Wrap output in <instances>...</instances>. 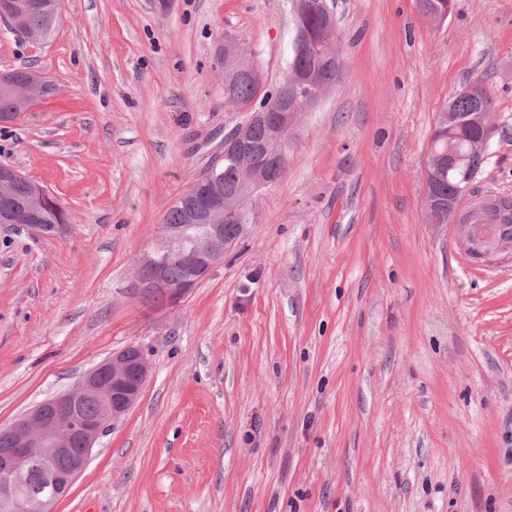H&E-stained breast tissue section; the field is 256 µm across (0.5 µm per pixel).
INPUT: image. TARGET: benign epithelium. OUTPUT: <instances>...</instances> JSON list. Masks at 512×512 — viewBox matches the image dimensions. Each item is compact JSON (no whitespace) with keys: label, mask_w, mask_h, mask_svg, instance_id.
Returning <instances> with one entry per match:
<instances>
[{"label":"benign epithelium","mask_w":512,"mask_h":512,"mask_svg":"<svg viewBox=\"0 0 512 512\" xmlns=\"http://www.w3.org/2000/svg\"><path fill=\"white\" fill-rule=\"evenodd\" d=\"M452 9L450 3L433 0L426 15L444 21ZM313 10L331 31L336 29L337 19L326 0H294L295 54L315 52L319 76L290 68L284 85L277 91L278 102L267 107L244 105L231 95L227 97L232 106L250 113L248 122L233 129L224 142V151H233L237 160L236 186L231 192L224 190V155H219L198 176L200 190L186 208L185 223L161 225L156 246L142 257L137 272L142 295L175 303L224 259V253L246 230L248 218L240 201H251L259 190L281 179L288 160L281 148L288 144L299 114L341 82L344 63L334 42H314L308 27L307 19ZM220 57L225 89L238 82L263 88L261 76L236 43L224 41ZM46 87L48 83L39 77L18 90L15 107L0 114V123L16 120L27 99ZM254 124L267 129V141L260 146L250 135ZM488 140L485 133L475 135L469 139L465 152L450 156L431 151L426 178L444 168L466 173L473 162H485ZM18 177L20 173L11 167L0 176V199L4 201L0 224L14 223L12 186ZM458 195L468 204L462 207L450 200L438 210L427 203L430 222L453 225L460 245L478 262L491 263L503 255L511 256L512 238L503 235L497 225L484 223L496 196L475 200L464 184L458 187ZM26 228L48 238H61L70 232L68 224H28ZM186 242L189 246L182 247ZM172 258L183 266L184 277L178 282L166 274ZM149 372V363L139 347L127 346L86 372L74 388L45 400L9 425L0 426V437L6 443L0 447V496L12 503L11 512H53L52 505L68 494L85 469L98 439L137 403ZM89 401L98 405L96 416L90 418L80 411ZM58 459L67 460V465H53Z\"/></svg>","instance_id":"7a95c632"}]
</instances>
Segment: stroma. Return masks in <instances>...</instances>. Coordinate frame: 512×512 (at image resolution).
<instances>
[{"label": "stroma", "mask_w": 512, "mask_h": 512, "mask_svg": "<svg viewBox=\"0 0 512 512\" xmlns=\"http://www.w3.org/2000/svg\"><path fill=\"white\" fill-rule=\"evenodd\" d=\"M339 88L300 115L283 179L178 303L137 266L246 118L216 55L267 86L291 0H60L48 42L0 25V70L56 91L0 125V164L71 231L0 226V425L126 346L150 373L55 512H512V257L473 260L430 223L438 115L470 81L495 102L473 191L512 197V0H327ZM48 221L46 224H28L26 217L18 213L17 223L23 224L34 235L48 238H61L67 235L71 228L66 224L65 212L62 208H56L52 205L46 206ZM53 222L54 224L50 223Z\"/></svg>", "instance_id": "stroma-1"}]
</instances>
